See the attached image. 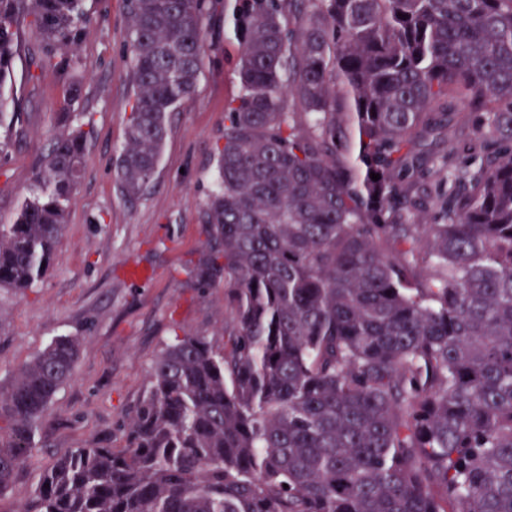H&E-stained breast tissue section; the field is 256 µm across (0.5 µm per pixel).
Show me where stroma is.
Segmentation results:
<instances>
[{
    "instance_id": "1",
    "label": "stroma",
    "mask_w": 512,
    "mask_h": 512,
    "mask_svg": "<svg viewBox=\"0 0 512 512\" xmlns=\"http://www.w3.org/2000/svg\"><path fill=\"white\" fill-rule=\"evenodd\" d=\"M234 3L217 0L206 17L195 91L171 113L155 177L134 200L115 176L134 102L125 0H83L89 21L78 49L68 65L46 67L38 90L27 82L25 61L15 62L23 130L0 153V224L12 223L33 189L41 153L62 133L56 114L74 80L81 85L74 109L88 138L74 205L45 278L24 295L0 290L1 388L52 338L81 342L75 371L0 496V512H17L58 456L100 440L125 446V425L147 391L152 362L174 332L224 344L231 322L224 288L200 287L190 271L203 250L224 105L240 92ZM133 267L146 281L132 283Z\"/></svg>"
}]
</instances>
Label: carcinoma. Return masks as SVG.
<instances>
[{
	"instance_id": "obj_1",
	"label": "carcinoma",
	"mask_w": 512,
	"mask_h": 512,
	"mask_svg": "<svg viewBox=\"0 0 512 512\" xmlns=\"http://www.w3.org/2000/svg\"><path fill=\"white\" fill-rule=\"evenodd\" d=\"M209 9L127 0L130 199L195 90ZM236 16L241 90L194 269L224 282L234 328L222 348L175 336L126 447L58 458L19 512H512V0H242ZM86 21L82 0H0V92L22 23L34 84ZM57 120L0 224V288L19 294L46 276L82 171L83 124ZM21 122L0 97V152ZM461 167L422 211L421 175ZM78 355L57 336L0 391V496Z\"/></svg>"
}]
</instances>
